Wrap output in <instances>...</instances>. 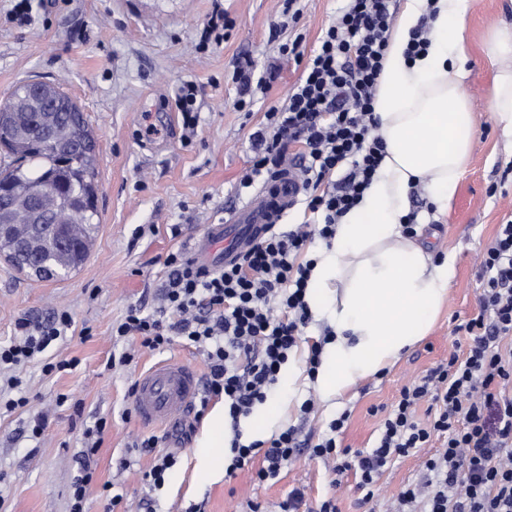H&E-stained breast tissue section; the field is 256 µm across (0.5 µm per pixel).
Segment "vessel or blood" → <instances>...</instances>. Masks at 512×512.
Returning a JSON list of instances; mask_svg holds the SVG:
<instances>
[{
	"label": "vessel or blood",
	"instance_id": "b4317fda",
	"mask_svg": "<svg viewBox=\"0 0 512 512\" xmlns=\"http://www.w3.org/2000/svg\"><path fill=\"white\" fill-rule=\"evenodd\" d=\"M302 193L295 164L281 168L225 223L209 227L194 244L195 257L213 267L231 261L253 240L273 230ZM200 390V379L191 366L175 360L158 362L138 380L136 416L145 425L169 423L191 406Z\"/></svg>",
	"mask_w": 512,
	"mask_h": 512
}]
</instances>
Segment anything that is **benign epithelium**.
Segmentation results:
<instances>
[{
  "label": "benign epithelium",
  "mask_w": 512,
  "mask_h": 512,
  "mask_svg": "<svg viewBox=\"0 0 512 512\" xmlns=\"http://www.w3.org/2000/svg\"><path fill=\"white\" fill-rule=\"evenodd\" d=\"M7 112L20 140L38 136L43 143L65 150L85 152L90 148L87 140L74 136L72 116L68 114L49 121L18 96L10 97ZM0 212L8 219L5 227L16 263L38 276L55 278L63 274L64 267L39 260L44 235L56 238L62 248H67L74 233L88 223L93 209L83 198L77 203L63 201L38 178L23 186L0 185Z\"/></svg>",
  "instance_id": "1"
}]
</instances>
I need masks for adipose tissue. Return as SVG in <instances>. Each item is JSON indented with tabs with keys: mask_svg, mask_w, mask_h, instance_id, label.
Listing matches in <instances>:
<instances>
[{
	"mask_svg": "<svg viewBox=\"0 0 512 512\" xmlns=\"http://www.w3.org/2000/svg\"><path fill=\"white\" fill-rule=\"evenodd\" d=\"M424 21L429 45L407 59ZM463 31L457 0H406L390 34L375 101L385 156L358 206L337 224L332 247L317 254L306 291L310 310L329 314L335 331L316 375L325 397L344 396L397 361L427 335L448 297L451 263L434 262L402 230L414 188L447 207L476 138L461 85ZM226 435L219 404L194 450L201 477L222 471Z\"/></svg>",
	"mask_w": 512,
	"mask_h": 512,
	"instance_id": "adipose-tissue-1",
	"label": "adipose tissue"
}]
</instances>
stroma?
Listing matches in <instances>:
<instances>
[{
	"mask_svg": "<svg viewBox=\"0 0 512 512\" xmlns=\"http://www.w3.org/2000/svg\"><path fill=\"white\" fill-rule=\"evenodd\" d=\"M32 20L12 15L14 0H0V101L16 84L42 80L55 84L79 106L96 141L99 224L89 259L76 271L53 280L18 272L0 257V344L15 337L22 316L43 319L57 310L74 319L67 335L20 369L30 398L28 406L0 411V512H68L70 489L85 448L83 431L98 419L108 427L95 457V477L87 489V512H103L104 484L123 494L131 512L145 495L142 475L151 457L138 454L137 440L158 436L161 449L178 463L157 494V512H186L198 504L202 512H279L292 489L305 494L308 505L337 499L339 512H384L400 488L414 480L420 462L434 447L396 459L378 479L371 508L358 506L357 478L347 474L340 485L320 460L300 454L279 479L258 482L260 460L233 475L206 480L194 471L195 422L190 438L168 435L166 427L140 424L131 385L155 362L180 359L198 374L208 371L204 355L173 344L162 351L137 349L125 366L108 367L122 352L112 326L127 308L157 306L163 261L175 250L190 251L212 224L249 198L239 188L249 156V135L273 106L287 102L304 63L279 61L278 79L269 90H255L251 112L234 106L235 61L252 58L257 67L276 59L278 43L303 34V49L312 52L324 29L343 7V0H296L300 19L280 28V0H31ZM221 7L236 21L220 44L197 50L202 24ZM464 16L463 88L477 122V135L456 194L447 208L424 209L427 193L411 197L420 207L433 260L453 257L454 277L448 299L428 333L397 363L360 381L343 402L324 398L306 372V358L295 353L290 368L299 369L296 383L280 375L270 399L290 407L289 414L257 429L265 405H256L241 420L243 442L269 439L294 426L300 438L318 440L341 413L349 419L343 446L372 447L380 427L373 407L391 408L401 389L445 361L455 337L452 329L479 310L484 281L477 256L499 225L512 220V136L505 134L491 109L494 78L512 69V55L489 58L486 42L492 30L512 27V0H462ZM279 39H272V31ZM277 60V59H276ZM198 88L199 124L185 135L175 99L185 82ZM154 122L159 137L141 129ZM180 225L172 236L171 225ZM75 360L71 370L48 374L43 366ZM65 404H58L60 395ZM313 401L303 413L305 401ZM48 425L32 438L35 416Z\"/></svg>",
	"mask_w": 512,
	"mask_h": 512,
	"instance_id": "1",
	"label": "stroma"
}]
</instances>
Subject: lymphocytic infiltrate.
I'll return each instance as SVG.
<instances>
[{"label": "lymphocytic infiltrate", "instance_id": "1", "mask_svg": "<svg viewBox=\"0 0 512 512\" xmlns=\"http://www.w3.org/2000/svg\"><path fill=\"white\" fill-rule=\"evenodd\" d=\"M391 2L348 0L311 56H304L299 35L279 48L280 55L306 64L287 104L265 112L251 134L250 166L240 186L249 188L288 157L298 158L303 223L267 233L220 268L180 251L168 254L161 306L152 313L130 307L112 327L113 337L143 348L161 350L177 341L205 355L209 371L194 405L197 413L220 397L232 426H239L266 401L311 319L305 296L314 261L304 253L313 239L332 243L339 219L358 205L384 157L374 102ZM478 261L484 280L480 310L452 329L464 334L466 347L452 348L447 362L401 389L373 447L341 446L338 436L348 419L343 413L308 450L333 475H358L360 505L373 501L377 480L394 459L413 455L437 436L441 448L422 460L418 479L401 487L388 512H512V349L502 346L512 338L511 223L500 225ZM73 323L66 310L17 321V336L0 345V372L10 389L22 386L16 369L65 336ZM424 400L431 416L426 425L415 419ZM106 427L101 419L84 431L89 446L72 481L70 512H85L93 457ZM296 434L289 427L266 443L233 438L231 469L258 457L257 480L277 479L302 449Z\"/></svg>", "mask_w": 512, "mask_h": 512}]
</instances>
